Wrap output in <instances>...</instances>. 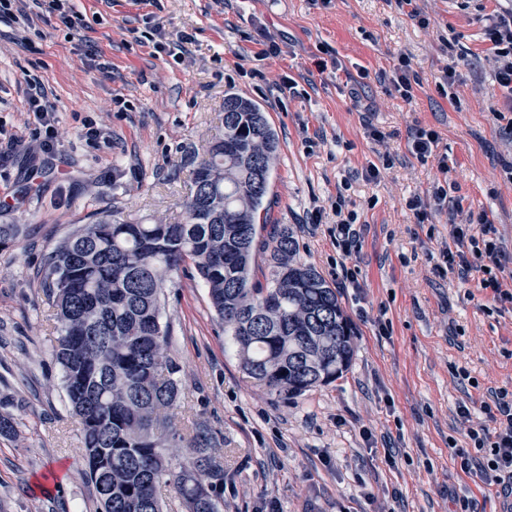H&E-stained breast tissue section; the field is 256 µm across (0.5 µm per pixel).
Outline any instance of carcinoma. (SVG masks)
Returning <instances> with one entry per match:
<instances>
[{
    "label": "carcinoma",
    "mask_w": 512,
    "mask_h": 512,
    "mask_svg": "<svg viewBox=\"0 0 512 512\" xmlns=\"http://www.w3.org/2000/svg\"><path fill=\"white\" fill-rule=\"evenodd\" d=\"M279 138L263 108L224 94V134L192 172L184 221L128 224L101 216L64 239L39 272L55 299L57 345L69 411L78 419L99 512H163L172 488L181 512H221L224 464L215 436L196 423L184 437L167 421L179 400L180 365L168 354L161 302L190 264L208 290L240 365L268 392L300 395L348 369L353 330L336 289L298 258L286 226L270 234L269 277L251 263ZM20 224H0V246ZM186 443L169 457L164 431Z\"/></svg>",
    "instance_id": "obj_1"
}]
</instances>
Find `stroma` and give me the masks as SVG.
Masks as SVG:
<instances>
[{
	"instance_id": "obj_1",
	"label": "stroma",
	"mask_w": 512,
	"mask_h": 512,
	"mask_svg": "<svg viewBox=\"0 0 512 512\" xmlns=\"http://www.w3.org/2000/svg\"><path fill=\"white\" fill-rule=\"evenodd\" d=\"M74 28L44 14L27 32L0 24V128L30 142L26 105L40 81L56 111L53 160L25 152L0 163V224L24 235L0 250V398L12 402L16 436H0V512H97L85 478L77 422L52 358V300L36 273L56 245L101 211L119 222H174L195 161L222 133L224 92L264 108L280 150L266 197L268 224L292 230L301 261L329 285L346 265L356 287L338 296L355 332V356L335 382L298 396L256 386L209 305L186 275L167 289L162 320L180 364L177 427L202 422L224 458L222 512H500L452 458L489 388L512 391V304L461 283L443 251L448 212L433 198L452 184L464 210L487 212L512 270V140L508 106L483 40L485 11L458 0H418L421 20L394 0H73ZM190 38L183 56L159 36ZM282 48L258 51L264 36ZM457 36L456 47L447 40ZM93 44L112 67L84 55ZM455 81H439L450 53ZM417 84L391 91L399 57ZM297 83L295 91L284 86ZM108 142L81 137L84 121ZM439 135L427 162L407 146L410 129ZM386 135L370 137V128ZM389 153L377 181L369 164ZM449 169L440 173L438 161ZM356 216L361 245L344 256L333 237L337 196ZM421 198L427 220L407 207ZM320 223H310L312 211ZM471 410L462 418L459 404Z\"/></svg>"
}]
</instances>
